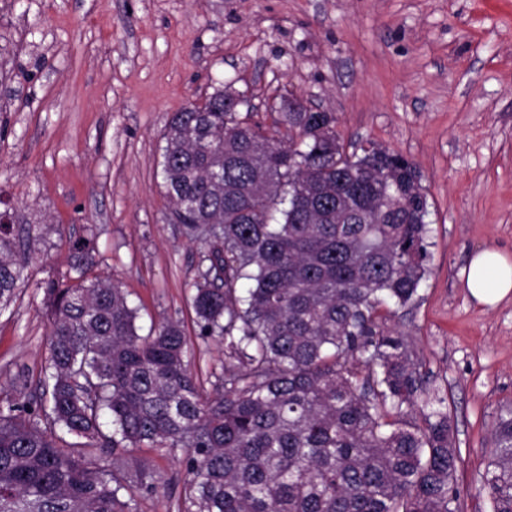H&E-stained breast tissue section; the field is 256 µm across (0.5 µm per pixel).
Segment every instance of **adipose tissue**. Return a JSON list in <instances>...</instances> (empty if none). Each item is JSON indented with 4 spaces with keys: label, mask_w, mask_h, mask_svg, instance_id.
<instances>
[{
    "label": "adipose tissue",
    "mask_w": 512,
    "mask_h": 512,
    "mask_svg": "<svg viewBox=\"0 0 512 512\" xmlns=\"http://www.w3.org/2000/svg\"><path fill=\"white\" fill-rule=\"evenodd\" d=\"M462 274L470 296L480 304L494 305L512 297V258L499 251L477 252Z\"/></svg>",
    "instance_id": "obj_1"
}]
</instances>
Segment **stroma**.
Listing matches in <instances>:
<instances>
[{
    "mask_svg": "<svg viewBox=\"0 0 512 512\" xmlns=\"http://www.w3.org/2000/svg\"><path fill=\"white\" fill-rule=\"evenodd\" d=\"M0 207L37 235L28 278L0 313V386L33 409L49 321L43 281L67 276L91 237L93 274L119 281L142 330L180 320L199 253L169 223L159 176L173 113L219 83L270 125L282 96L336 113L345 149L369 142L415 162L432 246L414 304L389 328L413 341L426 385L447 397L461 462L460 512H490L479 487L491 426L512 406V298L478 304L472 253L512 256V0H0ZM167 484L140 512H175L185 478L143 449Z\"/></svg>",
    "mask_w": 512,
    "mask_h": 512,
    "instance_id": "35a3bbf8",
    "label": "stroma"
}]
</instances>
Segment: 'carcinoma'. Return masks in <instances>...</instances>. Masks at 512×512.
I'll use <instances>...</instances> for the list:
<instances>
[{"mask_svg":"<svg viewBox=\"0 0 512 512\" xmlns=\"http://www.w3.org/2000/svg\"><path fill=\"white\" fill-rule=\"evenodd\" d=\"M237 96L249 106L214 88L162 136L169 219L200 249L196 336L224 345L220 370L195 368L178 320L140 335L120 283L85 276L93 240L74 241L77 282L41 285L48 397L0 399V512H140L165 482L104 464L133 448L182 454L179 512H459L446 397L381 318L427 274L420 170L374 143L346 152L336 114L294 98L267 133L229 111ZM11 221L0 212V311L29 264ZM491 448L482 489L512 512L511 408Z\"/></svg>","mask_w":512,"mask_h":512,"instance_id":"carcinoma-1","label":"carcinoma"}]
</instances>
